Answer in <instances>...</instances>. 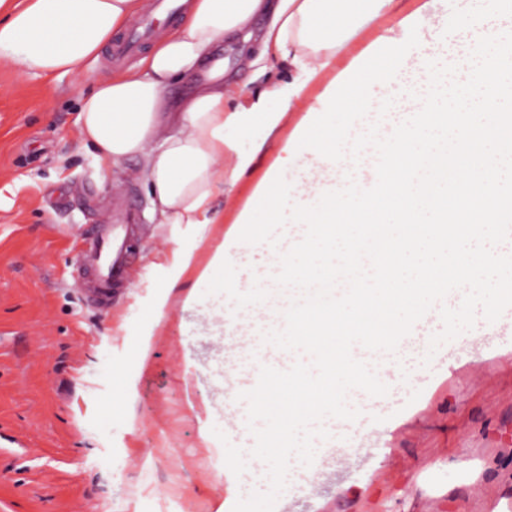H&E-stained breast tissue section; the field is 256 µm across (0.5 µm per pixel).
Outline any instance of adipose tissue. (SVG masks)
I'll return each instance as SVG.
<instances>
[{
    "label": "adipose tissue",
    "mask_w": 512,
    "mask_h": 512,
    "mask_svg": "<svg viewBox=\"0 0 512 512\" xmlns=\"http://www.w3.org/2000/svg\"><path fill=\"white\" fill-rule=\"evenodd\" d=\"M403 0H186L173 33L159 34L135 67L93 80L78 110L77 133L92 147L99 168L112 173L128 158L150 188L153 221L206 230L218 225L217 242L228 232L213 208L215 195L235 185L256 155L227 138L230 129L260 119L267 134L306 116L310 85L328 88L337 59L368 28L401 39L407 17ZM147 0H0V65L18 75L53 77L82 73L102 46L144 10ZM268 22L260 29L258 16ZM394 16L395 24L379 22ZM256 41L259 58L288 63L285 83L251 95L246 86L212 80L179 105L164 92L176 79L203 70L221 41ZM224 300L213 313L225 330L259 321L267 308L266 289L224 285Z\"/></svg>",
    "instance_id": "adipose-tissue-1"
}]
</instances>
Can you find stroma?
<instances>
[{"instance_id": "obj_1", "label": "stroma", "mask_w": 512, "mask_h": 512, "mask_svg": "<svg viewBox=\"0 0 512 512\" xmlns=\"http://www.w3.org/2000/svg\"><path fill=\"white\" fill-rule=\"evenodd\" d=\"M226 79L262 91L291 71L252 75L238 48L218 44ZM87 79L19 77L0 67V512H213L223 459L224 356L233 346L211 322L217 305L191 271L172 283L170 249L210 250L185 225H154L149 190L131 158L99 170L77 135ZM240 150L265 147L251 171L217 194L232 218L277 155L281 135L261 126L229 131ZM126 211L138 226L127 281L110 305L81 293L79 250L94 226ZM172 289L162 322L154 293ZM155 329L150 361L139 366L142 335ZM426 376L382 408L362 449L327 458L320 480L295 488L282 512H487L501 484L458 483L451 462L497 460L512 479V312L484 342L440 346ZM134 380L136 397L122 389ZM211 410L195 415L188 393ZM446 487L440 498L418 482ZM350 486L341 495V486Z\"/></svg>"}]
</instances>
